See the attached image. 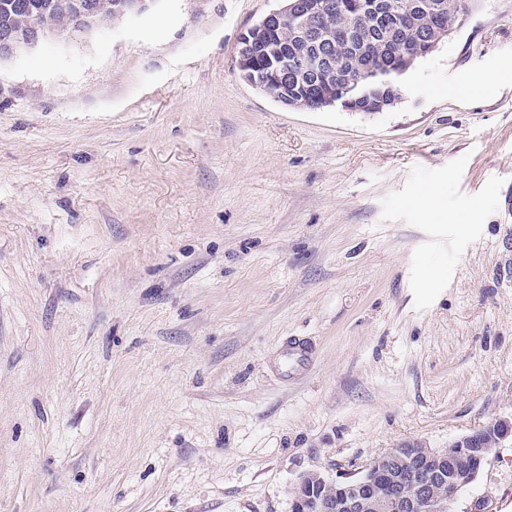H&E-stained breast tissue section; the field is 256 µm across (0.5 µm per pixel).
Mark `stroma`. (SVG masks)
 I'll return each mask as SVG.
<instances>
[{
	"instance_id": "stroma-1",
	"label": "stroma",
	"mask_w": 512,
	"mask_h": 512,
	"mask_svg": "<svg viewBox=\"0 0 512 512\" xmlns=\"http://www.w3.org/2000/svg\"><path fill=\"white\" fill-rule=\"evenodd\" d=\"M467 5L374 115L242 77L277 0L0 59V512H291L305 471L512 418V0ZM477 500L512 512V442Z\"/></svg>"
}]
</instances>
